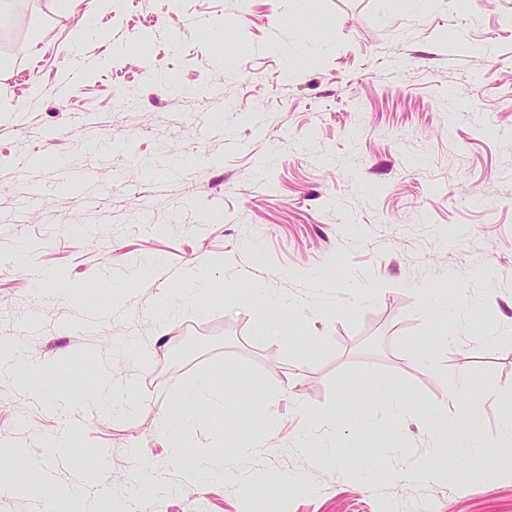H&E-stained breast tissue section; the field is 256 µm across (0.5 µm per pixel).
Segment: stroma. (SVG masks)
I'll return each mask as SVG.
<instances>
[{"instance_id":"obj_1","label":"stroma","mask_w":512,"mask_h":512,"mask_svg":"<svg viewBox=\"0 0 512 512\" xmlns=\"http://www.w3.org/2000/svg\"><path fill=\"white\" fill-rule=\"evenodd\" d=\"M0 22V342L22 358L0 512H39L12 490L28 473L58 512L80 490L249 512L259 474L306 481L272 512H512V0H5ZM205 262L211 296L161 310ZM429 292L454 312L433 369L411 357ZM103 367L133 409L94 402ZM207 374L223 412L188 394ZM225 421L255 455L187 477L169 439L206 448ZM462 435L483 450L460 477L412 476Z\"/></svg>"}]
</instances>
